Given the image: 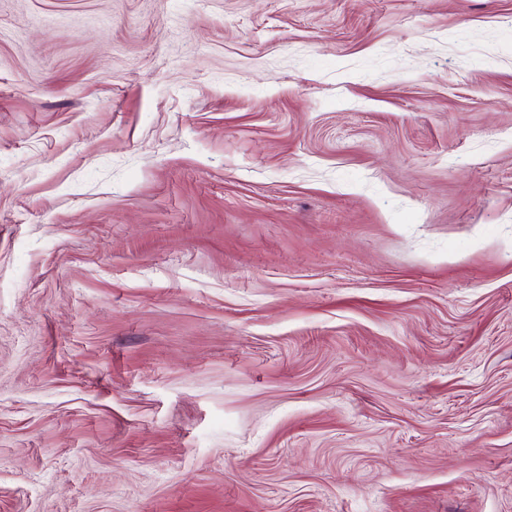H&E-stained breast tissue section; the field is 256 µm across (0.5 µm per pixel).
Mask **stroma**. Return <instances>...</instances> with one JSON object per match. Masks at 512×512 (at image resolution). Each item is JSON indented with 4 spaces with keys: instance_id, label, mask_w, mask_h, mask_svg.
<instances>
[{
    "instance_id": "obj_1",
    "label": "stroma",
    "mask_w": 512,
    "mask_h": 512,
    "mask_svg": "<svg viewBox=\"0 0 512 512\" xmlns=\"http://www.w3.org/2000/svg\"><path fill=\"white\" fill-rule=\"evenodd\" d=\"M0 512H512V0H0Z\"/></svg>"
}]
</instances>
